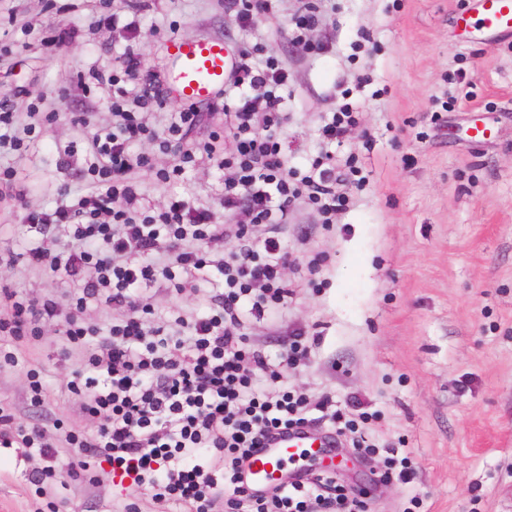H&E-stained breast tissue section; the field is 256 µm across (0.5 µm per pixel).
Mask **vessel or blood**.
Returning <instances> with one entry per match:
<instances>
[{
  "label": "vessel or blood",
  "mask_w": 512,
  "mask_h": 512,
  "mask_svg": "<svg viewBox=\"0 0 512 512\" xmlns=\"http://www.w3.org/2000/svg\"><path fill=\"white\" fill-rule=\"evenodd\" d=\"M475 4L479 19L471 33L474 41L485 43L512 34V0H475ZM168 55L170 66L164 92L189 104L217 100L237 63V55L229 43L209 35L174 39L168 46ZM333 445L330 436L307 429L273 436L244 462V483L256 491L266 488L272 479L286 481L289 465L307 461Z\"/></svg>",
  "instance_id": "vessel-or-blood-1"
}]
</instances>
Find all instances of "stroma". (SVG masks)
Segmentation results:
<instances>
[{
  "instance_id": "stroma-1",
  "label": "stroma",
  "mask_w": 512,
  "mask_h": 512,
  "mask_svg": "<svg viewBox=\"0 0 512 512\" xmlns=\"http://www.w3.org/2000/svg\"><path fill=\"white\" fill-rule=\"evenodd\" d=\"M319 7L302 53L293 18ZM470 0H275L253 31L236 22L235 0H0V104L19 124L45 113L39 142L0 194V289L67 304L72 284L29 266L27 216L53 211L61 189L87 181L88 128L110 119L112 86L96 73L119 66L126 45L163 73L171 38L209 33L233 48L261 41L288 67L282 139L290 165L306 168L322 144L319 128L345 103L359 112L345 151L358 157L354 182L339 181L345 213L325 224L297 202L279 237L290 257L287 302L267 321L246 326L248 341L281 360L293 338L308 362L284 369L290 390L329 401L347 418L366 417L360 433L374 451L337 437L347 461L336 480L365 512H512V37L471 42L457 26ZM119 12L121 25L101 26ZM134 23L127 31L126 23ZM491 128L473 142L474 121ZM224 170L201 161L161 186L138 172L150 204L177 194L223 217ZM150 322H175L198 302L192 290L151 289ZM64 324L43 325L16 366L0 365V402L23 425L60 423L93 433L95 422L69 389ZM37 369L47 407L30 406L28 369ZM405 457L411 482L386 477L391 453ZM40 457L0 447V512H157L147 491L100 478H66L54 499L27 481ZM89 474V475H90Z\"/></svg>"
}]
</instances>
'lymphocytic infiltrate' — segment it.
<instances>
[{
    "label": "lymphocytic infiltrate",
    "mask_w": 512,
    "mask_h": 512,
    "mask_svg": "<svg viewBox=\"0 0 512 512\" xmlns=\"http://www.w3.org/2000/svg\"><path fill=\"white\" fill-rule=\"evenodd\" d=\"M287 84L281 61L243 46L224 95V144H194L166 167L133 147L150 143L165 152L182 143L199 121L195 106L157 124L148 114L160 96L155 79L113 95L111 125L87 133L86 190L53 212L27 217L38 239L26 260L75 283L68 308L52 298L0 291V340L13 345L8 361L41 324L65 318L67 349L85 352L68 385L96 418V432L18 425L10 405L0 403L1 446L42 458L63 446L83 467L105 461L113 477L181 512H363L362 502L348 499L329 476L261 494L249 491L240 476L263 438L309 423L310 401L283 386L281 371L242 330L245 320H264L288 298V253L274 228L287 223L300 200L323 223H335L348 199L326 172L333 165L348 176L355 172L351 157L336 152L358 124L347 108L321 125L326 151L310 170L289 166L281 140ZM203 158L229 172L222 198L228 224L216 223L209 207L175 195L143 212L144 193L133 171L152 172L167 183ZM59 226L66 227L65 238L56 237ZM227 236L238 239L239 248L216 252ZM210 267L224 278L210 314L180 319L184 335L174 340L146 324L154 308L147 287L165 281L179 291L194 289ZM94 301L121 312L108 338L96 343L87 324Z\"/></svg>",
    "instance_id": "f902f5d3"
}]
</instances>
